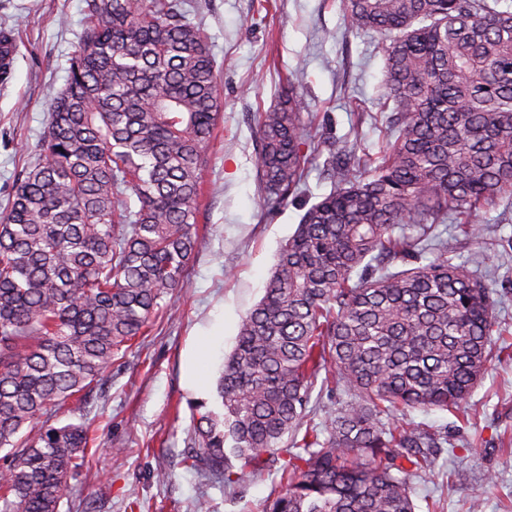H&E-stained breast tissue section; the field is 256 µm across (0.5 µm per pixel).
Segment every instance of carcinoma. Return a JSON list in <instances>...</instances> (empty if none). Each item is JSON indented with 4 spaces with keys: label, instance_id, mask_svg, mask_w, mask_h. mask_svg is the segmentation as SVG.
<instances>
[{
    "label": "carcinoma",
    "instance_id": "1",
    "mask_svg": "<svg viewBox=\"0 0 512 512\" xmlns=\"http://www.w3.org/2000/svg\"><path fill=\"white\" fill-rule=\"evenodd\" d=\"M39 160L0 214V502L59 512L94 438L50 423L86 402L160 301L185 287L201 179L222 101L215 60L180 0H85ZM385 40L378 154L336 145L331 192L307 205L217 386L191 404L185 468L227 488L268 470L263 512H416L415 479L439 475L436 438L394 410L453 412L496 350L495 299L434 234L512 193V8L501 0H340ZM256 114L262 208L298 197L316 156L294 82ZM137 201L132 206L131 200ZM405 226L411 233H396ZM432 258L422 263L425 255ZM347 395L304 427L311 389ZM290 445L283 444L284 436Z\"/></svg>",
    "mask_w": 512,
    "mask_h": 512
}]
</instances>
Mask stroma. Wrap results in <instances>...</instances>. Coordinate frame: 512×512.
Wrapping results in <instances>:
<instances>
[{
    "instance_id": "stroma-1",
    "label": "stroma",
    "mask_w": 512,
    "mask_h": 512,
    "mask_svg": "<svg viewBox=\"0 0 512 512\" xmlns=\"http://www.w3.org/2000/svg\"><path fill=\"white\" fill-rule=\"evenodd\" d=\"M216 63L224 98L202 174L207 229L187 269V283L156 319L142 344L114 362L86 404L58 411L62 422H85L96 442L83 471L68 481L61 512H192L205 498L210 512H262L277 493L275 472L231 490L205 483L181 463L192 446L190 402L219 406L217 384L240 323L261 300L280 246L302 215L295 204L262 210L255 165L254 116L276 106L289 81H298L320 157L308 167L301 193L315 202L331 189L324 160L342 140L377 152L385 53L373 33L351 29L339 0H186ZM84 0H0V31H12L17 50L8 83L0 84V212L24 172L39 159L49 106L63 88L84 24ZM480 238L461 235L455 220L439 225L448 255L496 290L502 353L462 402L440 410L394 412L399 422L438 434L442 450L434 482H413L415 502L436 512H512V204L489 206ZM204 355L205 389L191 387L186 365ZM170 477L157 479L158 467Z\"/></svg>"
}]
</instances>
